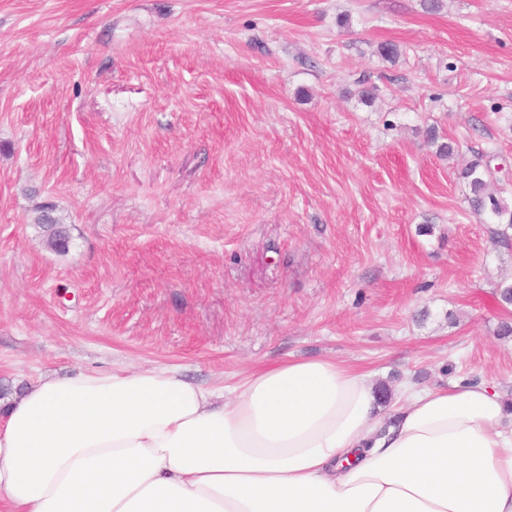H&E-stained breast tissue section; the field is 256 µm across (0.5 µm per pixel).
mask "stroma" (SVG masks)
I'll return each instance as SVG.
<instances>
[{
  "instance_id": "stroma-1",
  "label": "stroma",
  "mask_w": 512,
  "mask_h": 512,
  "mask_svg": "<svg viewBox=\"0 0 512 512\" xmlns=\"http://www.w3.org/2000/svg\"><path fill=\"white\" fill-rule=\"evenodd\" d=\"M483 155L512 170V0H0V403L318 358L512 393ZM490 174L488 165L480 158L461 171V177L469 188L466 199L473 213L484 216L488 224L497 226L494 231L497 238L508 239L509 230L512 231V205L490 190ZM48 209L55 208L52 204H41L36 208V224L42 230L47 245L59 253H64L67 251L71 240L68 225L62 224L57 219L47 223L45 213Z\"/></svg>"
}]
</instances>
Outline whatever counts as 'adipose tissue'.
Segmentation results:
<instances>
[{"label":"adipose tissue","mask_w":512,"mask_h":512,"mask_svg":"<svg viewBox=\"0 0 512 512\" xmlns=\"http://www.w3.org/2000/svg\"><path fill=\"white\" fill-rule=\"evenodd\" d=\"M333 358L232 386L174 367L46 375L0 415L10 512H512V399Z\"/></svg>","instance_id":"1"}]
</instances>
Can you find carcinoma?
Returning <instances> with one entry per match:
<instances>
[{
	"instance_id": "cac0c4a2",
	"label": "carcinoma",
	"mask_w": 512,
	"mask_h": 512,
	"mask_svg": "<svg viewBox=\"0 0 512 512\" xmlns=\"http://www.w3.org/2000/svg\"><path fill=\"white\" fill-rule=\"evenodd\" d=\"M461 177L467 181L469 193L467 202L470 210L486 219L489 224L497 226L495 235L499 239L509 238L512 231V205L497 197L491 190V179L488 165L478 158L461 171ZM54 209L51 204H41L36 208V224L40 227L47 245L64 253L71 240L68 225L59 220H45V213ZM495 297L504 311L512 308V281L502 280L495 287Z\"/></svg>"
}]
</instances>
